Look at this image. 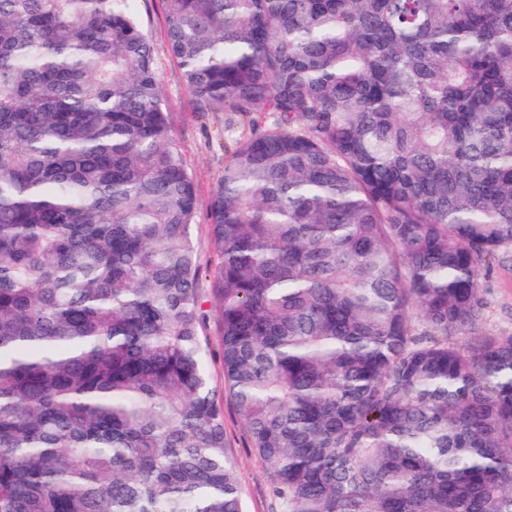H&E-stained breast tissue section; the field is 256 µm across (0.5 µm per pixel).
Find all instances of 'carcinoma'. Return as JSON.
Masks as SVG:
<instances>
[{
  "label": "carcinoma",
  "instance_id": "cac0c4a2",
  "mask_svg": "<svg viewBox=\"0 0 512 512\" xmlns=\"http://www.w3.org/2000/svg\"><path fill=\"white\" fill-rule=\"evenodd\" d=\"M134 0H0V512H243L196 190ZM224 390L284 512H512V0H162ZM134 8L142 30L154 46V65L160 95L165 103L173 133L185 163L193 176L197 209L190 232L202 276L199 293L205 320L200 330L204 347V369L211 386L222 395L224 365L221 354L222 331L216 302L211 294L210 271L217 262L208 224L213 190L224 173V164L234 143L251 134L250 118L224 112H193L192 94L187 88L178 61L168 52L161 0H136ZM481 284L487 300L481 331L487 335H512V251L500 255L482 270Z\"/></svg>",
  "mask_w": 512,
  "mask_h": 512
}]
</instances>
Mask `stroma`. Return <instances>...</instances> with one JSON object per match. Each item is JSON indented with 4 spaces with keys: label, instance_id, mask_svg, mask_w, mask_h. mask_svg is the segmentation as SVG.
Returning a JSON list of instances; mask_svg holds the SVG:
<instances>
[{
    "label": "stroma",
    "instance_id": "1",
    "mask_svg": "<svg viewBox=\"0 0 512 512\" xmlns=\"http://www.w3.org/2000/svg\"><path fill=\"white\" fill-rule=\"evenodd\" d=\"M134 8L142 30L153 43L160 95L195 183L197 209L190 232L202 272L198 288L205 311L200 330L203 364L212 387L220 390L224 387L222 331L209 276L217 261L208 224L209 204L234 143L249 136L253 125L270 124L271 118L265 114L252 121L230 113L194 111L192 94L184 82L179 63L166 47L161 0H136ZM481 284L487 300L482 332L512 335V251L501 255L490 268L483 270ZM222 406L224 431L236 469L244 512H281L276 486L265 461L249 443L234 401L224 398Z\"/></svg>",
    "mask_w": 512,
    "mask_h": 512
}]
</instances>
